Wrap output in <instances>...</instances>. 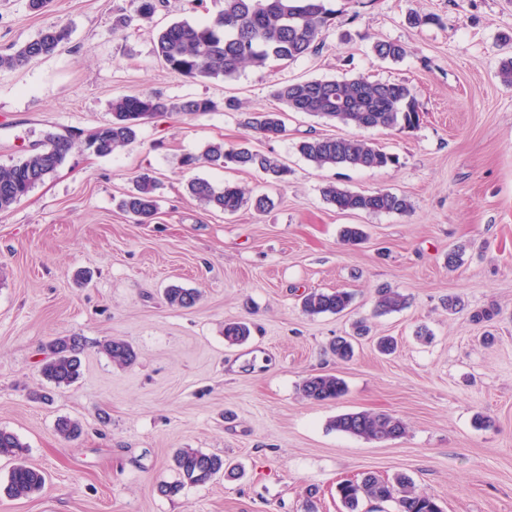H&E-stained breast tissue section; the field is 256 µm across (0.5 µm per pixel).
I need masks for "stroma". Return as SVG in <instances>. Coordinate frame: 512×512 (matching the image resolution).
Wrapping results in <instances>:
<instances>
[{
    "mask_svg": "<svg viewBox=\"0 0 512 512\" xmlns=\"http://www.w3.org/2000/svg\"><path fill=\"white\" fill-rule=\"evenodd\" d=\"M326 6L335 15L317 52L284 68L195 80L160 64L155 35L175 21H210L224 0H166L153 23L118 31L113 18L131 13L130 0H51L39 12L28 0H0V50L53 25L72 30L53 55L0 70V165L49 132L74 141L62 166L0 213V429L26 444L25 464L47 474L39 492L9 498L1 488L13 463L1 458L0 512H346L338 483L368 472L406 474L443 512H512V87L498 77L512 0ZM416 15L429 23L411 25ZM379 40L404 44L406 55L380 59ZM358 75L413 91L417 129L361 132L396 165L316 167L297 142L349 129L299 112L287 113L283 136L250 137L248 112L280 107L275 83ZM131 94L207 98L216 108L150 119L106 157L87 150L113 99ZM229 97L242 111L225 110ZM244 141L288 166L287 181L181 163L207 145ZM146 169L159 181L158 210L138 224L118 204ZM195 178L273 204L207 211L188 194ZM331 183L386 189L412 208L343 213L323 196ZM347 225L366 232L358 247L343 245ZM454 248L463 262L451 268ZM172 285L199 292L198 303L170 306ZM380 288L402 294L405 307L375 314ZM336 289L354 293L348 312L303 314L304 293ZM452 296L463 310L448 312ZM489 307L498 311L491 323L472 322ZM363 317L370 336L337 360L331 341ZM228 321L249 324L245 343L225 341ZM421 326L431 342L416 337ZM73 335L84 343L81 376L58 388L40 364L53 341ZM378 336L395 337L397 352L380 354ZM112 339L133 346L132 366L105 355ZM318 372L342 378L345 395L303 398L302 381ZM36 392L49 402L33 400ZM361 411L401 419L406 435L375 442L332 428L336 416ZM62 417L79 423L80 437L58 435ZM181 448L221 455L241 475L160 496L157 484L177 478Z\"/></svg>",
    "mask_w": 512,
    "mask_h": 512,
    "instance_id": "obj_1",
    "label": "stroma"
}]
</instances>
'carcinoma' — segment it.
<instances>
[{
    "instance_id": "cac0c4a2",
    "label": "carcinoma",
    "mask_w": 512,
    "mask_h": 512,
    "mask_svg": "<svg viewBox=\"0 0 512 512\" xmlns=\"http://www.w3.org/2000/svg\"><path fill=\"white\" fill-rule=\"evenodd\" d=\"M133 14L116 19L115 26L127 27L132 21L153 19L162 0H131ZM331 11L324 0H224V9L211 22L175 21L159 30L155 55L171 71L193 79H233L247 66L265 69L275 63L287 64L315 52L322 43L323 32L331 25ZM66 25H54L35 38L0 52V70H16L48 56L70 40ZM373 50L381 59L398 61L406 55L405 47L393 41H378ZM284 105L277 111L252 112L247 125L255 133L276 137L284 132L283 115L303 112L321 119L357 128H385L409 132L418 127L420 112L412 89L402 82H376L364 76L351 79H313L283 82L274 90ZM209 99H187L170 102L157 95H124L112 102V120L97 127L85 139V146L98 156H108L117 148L134 142L141 121L171 112H210ZM73 147L71 137L48 132L44 140L20 161L0 166V212L8 211L43 183L63 164ZM305 159L318 167H346L382 170L394 165L395 155L355 135L307 136L296 143ZM183 164L194 167L206 164L213 168L229 165L256 169L276 182L288 179L290 170L277 158L254 151L240 144L225 147L214 143L199 156L187 155ZM157 181L146 170L135 177L134 190L122 201V210L141 224H149L157 214L155 191ZM189 194L208 209L235 213L251 204L257 212L266 209L269 198L246 196V190L227 183L216 187L206 179L188 184ZM327 202L342 212L404 214L411 204L406 196L386 189L369 193L354 192L336 185L323 190ZM168 302L180 308H191L199 294L183 288H170ZM353 295L345 290L310 292L302 300L308 315L338 314L350 306ZM405 298L390 288L377 291L375 311L382 314L403 308ZM249 327L241 322L224 324V339L229 344L245 341ZM82 339L70 336L50 346L49 356L40 372L58 387L74 383L81 370ZM105 354L119 366H130L136 360L133 347L123 340H109ZM304 397L312 402L327 403L345 392L344 381L333 374L306 377L301 386ZM332 427L338 431L384 441L402 437L405 424L385 413L352 412L336 416ZM26 445L12 432L0 429V457H21ZM178 479L157 486L164 497L178 494L186 485H202L219 474L236 476V468L224 457L184 448L173 458ZM45 484L43 474L32 467L18 464L8 476L5 491L10 497L23 498L40 490ZM337 495L349 512H356L360 501L377 506L394 502L398 512H442L434 497L416 491L412 481L403 474L382 479L367 473L359 479L338 484Z\"/></svg>"
}]
</instances>
